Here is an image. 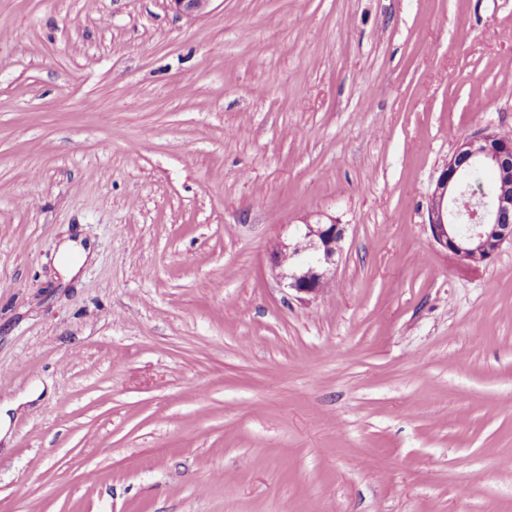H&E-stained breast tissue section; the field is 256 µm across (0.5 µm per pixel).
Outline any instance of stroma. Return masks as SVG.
Wrapping results in <instances>:
<instances>
[{
	"instance_id": "35a3bbf8",
	"label": "stroma",
	"mask_w": 512,
	"mask_h": 512,
	"mask_svg": "<svg viewBox=\"0 0 512 512\" xmlns=\"http://www.w3.org/2000/svg\"><path fill=\"white\" fill-rule=\"evenodd\" d=\"M484 130L512 0H0V512H512V243L428 228ZM314 222L305 220L297 228L295 243H277L272 249V263L281 284L297 294L315 297L336 265L341 252L345 224H336V217L316 214ZM323 217L327 221L323 220ZM288 267V273L282 270ZM94 256L90 243L83 244L81 239H66L57 252V268L66 280H70L80 272L87 261L93 260Z\"/></svg>"
}]
</instances>
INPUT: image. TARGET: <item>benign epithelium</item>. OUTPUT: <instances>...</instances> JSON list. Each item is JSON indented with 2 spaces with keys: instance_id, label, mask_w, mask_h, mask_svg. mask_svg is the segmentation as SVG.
Returning a JSON list of instances; mask_svg holds the SVG:
<instances>
[{
  "instance_id": "7a95c632",
  "label": "benign epithelium",
  "mask_w": 512,
  "mask_h": 512,
  "mask_svg": "<svg viewBox=\"0 0 512 512\" xmlns=\"http://www.w3.org/2000/svg\"><path fill=\"white\" fill-rule=\"evenodd\" d=\"M184 16L206 13L212 0H170ZM486 166L495 173L491 195L474 192V210L462 215L452 209L463 189V175L473 166ZM428 226L433 242L451 253L466 268L478 269L512 241V140L497 132H479L460 140L443 166L428 197ZM345 225L336 218L317 214L297 228L295 243H278L272 263L284 287L315 297L322 290L336 254L341 252Z\"/></svg>"
}]
</instances>
